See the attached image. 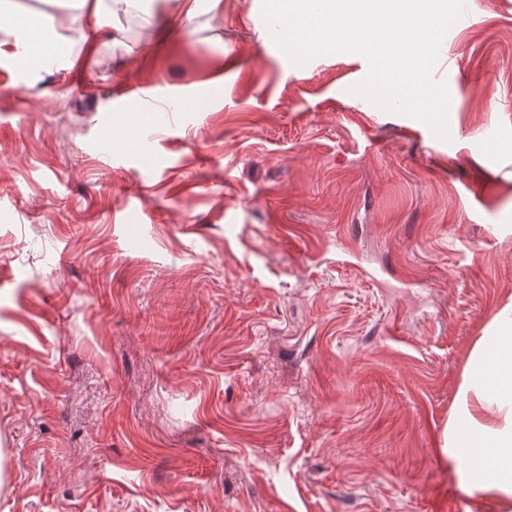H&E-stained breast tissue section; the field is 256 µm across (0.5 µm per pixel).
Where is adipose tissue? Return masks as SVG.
Wrapping results in <instances>:
<instances>
[{"label": "adipose tissue", "mask_w": 512, "mask_h": 512, "mask_svg": "<svg viewBox=\"0 0 512 512\" xmlns=\"http://www.w3.org/2000/svg\"><path fill=\"white\" fill-rule=\"evenodd\" d=\"M443 456L478 505L512 512V299L470 351L443 431Z\"/></svg>", "instance_id": "adipose-tissue-1"}]
</instances>
